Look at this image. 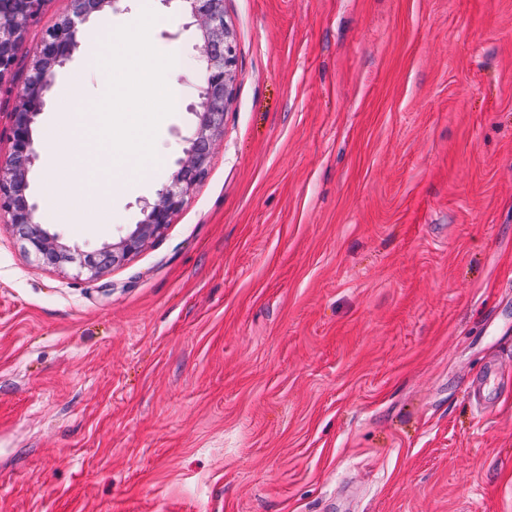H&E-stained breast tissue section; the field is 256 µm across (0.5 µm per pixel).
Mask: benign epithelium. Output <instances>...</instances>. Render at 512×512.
Listing matches in <instances>:
<instances>
[{"mask_svg":"<svg viewBox=\"0 0 512 512\" xmlns=\"http://www.w3.org/2000/svg\"><path fill=\"white\" fill-rule=\"evenodd\" d=\"M44 0H0V90L12 82L18 46L28 28L38 22ZM119 0H70V12L46 28L21 86H11L16 105L11 113V151L0 163V218L23 248L43 266L63 269L75 265L99 277L140 252L161 236L195 186L207 175L217 140L224 136V111L234 95L237 47L224 20V0H180L196 26L201 45L195 72L199 102L191 110L199 123L186 138L168 184L143 209L144 218L112 242L86 251L62 241L42 222L39 205L29 192L28 175L38 159L35 124L53 97L59 69L81 45L82 25L90 18L114 10Z\"/></svg>","mask_w":512,"mask_h":512,"instance_id":"benign-epithelium-1","label":"benign epithelium"}]
</instances>
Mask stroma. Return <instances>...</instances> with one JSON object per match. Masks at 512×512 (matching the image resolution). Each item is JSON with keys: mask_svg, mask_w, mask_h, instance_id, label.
<instances>
[{"mask_svg": "<svg viewBox=\"0 0 512 512\" xmlns=\"http://www.w3.org/2000/svg\"><path fill=\"white\" fill-rule=\"evenodd\" d=\"M45 0L17 51L23 81ZM151 41L199 35L159 0ZM224 142L164 233L92 280L0 225V512H512V0H224ZM79 48L65 88L106 86ZM193 83L142 218L198 122ZM501 375V368L497 363H489L482 371L473 374L467 382L466 392L468 397L477 406L488 409L492 402L488 393V382L492 377Z\"/></svg>", "mask_w": 512, "mask_h": 512, "instance_id": "obj_1", "label": "stroma"}]
</instances>
